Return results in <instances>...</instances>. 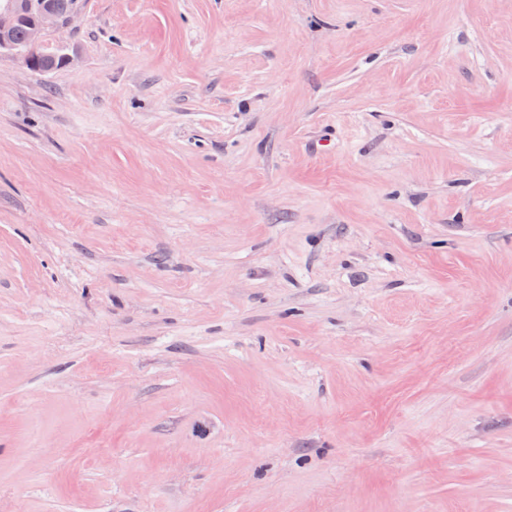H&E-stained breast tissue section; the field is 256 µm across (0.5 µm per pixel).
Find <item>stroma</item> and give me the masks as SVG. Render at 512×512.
<instances>
[{
    "label": "stroma",
    "mask_w": 512,
    "mask_h": 512,
    "mask_svg": "<svg viewBox=\"0 0 512 512\" xmlns=\"http://www.w3.org/2000/svg\"><path fill=\"white\" fill-rule=\"evenodd\" d=\"M0 55V512H512V0H81Z\"/></svg>",
    "instance_id": "obj_1"
}]
</instances>
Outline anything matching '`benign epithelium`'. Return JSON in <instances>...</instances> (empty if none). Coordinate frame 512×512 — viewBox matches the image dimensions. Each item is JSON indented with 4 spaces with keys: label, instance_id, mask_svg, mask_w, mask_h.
<instances>
[{
    "label": "benign epithelium",
    "instance_id": "obj_1",
    "mask_svg": "<svg viewBox=\"0 0 512 512\" xmlns=\"http://www.w3.org/2000/svg\"><path fill=\"white\" fill-rule=\"evenodd\" d=\"M77 14V0H0V53H28L40 70L47 73L69 65V54L44 52L40 42L47 28L69 24ZM23 22L27 24V39L20 44L15 40V31Z\"/></svg>",
    "mask_w": 512,
    "mask_h": 512
}]
</instances>
